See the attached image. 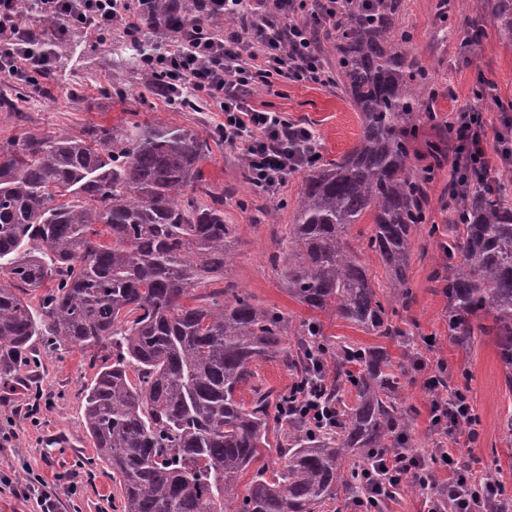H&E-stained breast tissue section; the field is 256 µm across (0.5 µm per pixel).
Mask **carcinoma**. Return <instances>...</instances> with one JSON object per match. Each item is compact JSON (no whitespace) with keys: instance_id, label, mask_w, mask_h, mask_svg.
<instances>
[{"instance_id":"cac0c4a2","label":"carcinoma","mask_w":512,"mask_h":512,"mask_svg":"<svg viewBox=\"0 0 512 512\" xmlns=\"http://www.w3.org/2000/svg\"><path fill=\"white\" fill-rule=\"evenodd\" d=\"M512 43V0H476ZM402 0H336L316 48L336 53V86L360 112L351 150L309 167L288 230L282 276L288 295L379 336H394L367 267L347 241L371 215L367 247L377 253L403 302L411 299L410 239L425 223L445 140L421 146L434 78L408 51ZM224 0H137L145 36L171 40L213 15ZM143 42L112 48L140 64ZM207 141L191 129L128 121L78 135L26 133L0 146V382L19 380L30 341L44 334L82 351L108 352L84 397L96 460L119 477L123 512H317L339 487L355 494V449L408 438L390 400L397 379L381 350L331 349L321 324L301 325L298 349L283 348L292 321L228 289L196 296L224 278L232 225L224 201L205 187ZM499 176L467 177L455 210L466 214L438 276L448 297V338L490 336L512 390V207ZM109 237L104 243L101 238ZM42 313L19 292L46 288ZM491 316V323L485 317ZM331 361L323 394L340 402L350 377L357 401L336 432L311 436L297 415L283 418L285 394L251 385L253 362L282 359L298 377L310 350ZM135 377H130V373ZM251 386L252 400L239 399ZM284 431L281 465L254 473L247 494L236 480Z\"/></svg>"}]
</instances>
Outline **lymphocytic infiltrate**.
<instances>
[{
	"label": "lymphocytic infiltrate",
	"instance_id": "f902f5d3",
	"mask_svg": "<svg viewBox=\"0 0 512 512\" xmlns=\"http://www.w3.org/2000/svg\"><path fill=\"white\" fill-rule=\"evenodd\" d=\"M21 2L0 0V77L32 82L49 70L51 53L28 37L21 21ZM305 6V0H276L284 16L276 31L258 21L246 35L231 29L220 39L203 38L189 44L174 40L143 58L146 71L163 76L170 92L190 90L192 96L223 112L225 144L242 147L252 182L271 196L279 194L292 174L316 160L319 150L307 128L288 121L282 113L254 108L247 98L254 85H270L275 77L326 83L321 57L311 46L306 26L291 19ZM38 7L43 15L59 19L55 29L59 38L72 25L91 27L100 36L116 27L129 31L139 25L122 0H38ZM450 128L456 153L453 172L486 173L494 161H512L507 150L489 153L488 124L480 109L461 112ZM440 384L438 376L428 380L435 393L430 413L437 432L450 437L472 428L475 417L465 390L444 393ZM289 402L296 405L311 431L323 433L332 427L334 413L313 387L295 386ZM440 467L447 469V481L439 480L436 470ZM361 476L365 495L351 500V512H386L388 500L409 477L425 490L428 512H485V504L501 495L497 483L482 480L473 469L457 467L443 447L423 452L375 450ZM0 485L8 487L14 497L32 503V512H59L58 499L48 491L42 474L34 470H27L23 482L3 477Z\"/></svg>",
	"mask_w": 512,
	"mask_h": 512
}]
</instances>
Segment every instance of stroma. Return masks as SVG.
I'll return each instance as SVG.
<instances>
[{"mask_svg": "<svg viewBox=\"0 0 512 512\" xmlns=\"http://www.w3.org/2000/svg\"><path fill=\"white\" fill-rule=\"evenodd\" d=\"M438 0H403L400 22L413 34L411 51L435 78L440 92L437 108L442 125L423 124L421 140H437L443 124L454 122L459 112L480 106L490 130L512 119V45L502 41L489 13L458 8L437 10ZM122 35L113 29L97 37L89 29H69L63 48L52 51L49 72L34 87L19 91L17 83L0 80V93L14 96L16 107L0 110V145L24 132L55 135L81 132L91 124L112 126L137 117L144 123L190 127L199 131L216 128L222 113L208 103L185 108L169 104L143 88L142 74L116 63L112 43ZM471 36L468 51L460 41ZM488 78L492 97L479 100V78ZM252 106L285 113L308 128L322 155L340 157L360 134V114L334 84L277 81L274 87L257 85L249 96ZM202 162L204 179L212 192L224 196V218L233 224V258L224 287L248 294L253 303L275 308L293 323L311 318L312 312L289 296L279 270L271 264L288 242V226L300 198L303 173L290 176L276 196L244 182L238 167L240 147L215 141ZM450 164L438 170L430 193V224L421 225L411 239L412 300L403 304L393 288L379 256L366 242L370 222L352 225L350 244L366 265L385 302L398 335L381 337L333 316H322L327 345L386 348L392 373L399 380L396 405L411 417L410 443L422 451L434 447L439 436L430 421L426 380L441 374L449 387L468 391L477 418L475 437L458 434L447 448L468 461L479 474L494 471L505 493L512 498V447L504 444L499 426L512 413V389L488 336L475 337L466 346L448 341V299L437 280L448 260V242L455 231L447 207ZM31 364L21 371L23 387L0 386V425H9L10 441L0 440V475L20 471L29 463L45 480L71 471L80 474L77 494L58 488L60 512H107L119 500L118 481L112 480L95 451L83 420V396L92 383L105 353H89L59 346L53 337L37 336L29 344ZM42 390L40 403L31 394Z\"/></svg>", "mask_w": 512, "mask_h": 512, "instance_id": "obj_1", "label": "stroma"}]
</instances>
